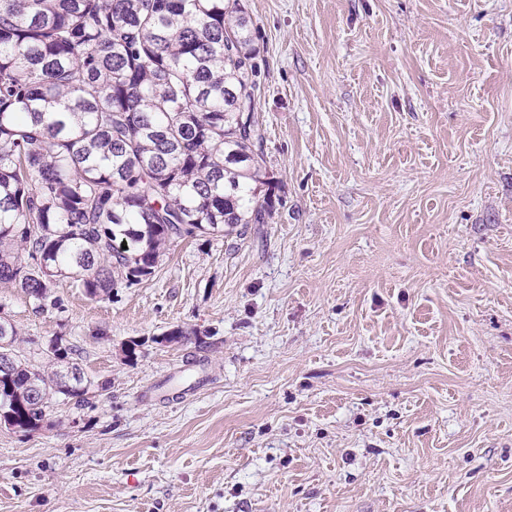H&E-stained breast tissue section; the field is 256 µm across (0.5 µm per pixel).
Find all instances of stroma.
I'll use <instances>...</instances> for the list:
<instances>
[{
    "label": "stroma",
    "instance_id": "stroma-1",
    "mask_svg": "<svg viewBox=\"0 0 512 512\" xmlns=\"http://www.w3.org/2000/svg\"><path fill=\"white\" fill-rule=\"evenodd\" d=\"M240 3L274 214L108 300L0 287L92 382L0 427V512H512V0Z\"/></svg>",
    "mask_w": 512,
    "mask_h": 512
}]
</instances>
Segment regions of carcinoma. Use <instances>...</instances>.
Returning a JSON list of instances; mask_svg holds the SVG:
<instances>
[{
	"label": "carcinoma",
	"instance_id": "1",
	"mask_svg": "<svg viewBox=\"0 0 512 512\" xmlns=\"http://www.w3.org/2000/svg\"><path fill=\"white\" fill-rule=\"evenodd\" d=\"M256 28L238 0H0V284L60 310L149 279L170 243L265 224ZM0 418L35 431L50 400L86 401L74 349L51 373L15 351ZM37 382L46 399L30 394Z\"/></svg>",
	"mask_w": 512,
	"mask_h": 512
}]
</instances>
